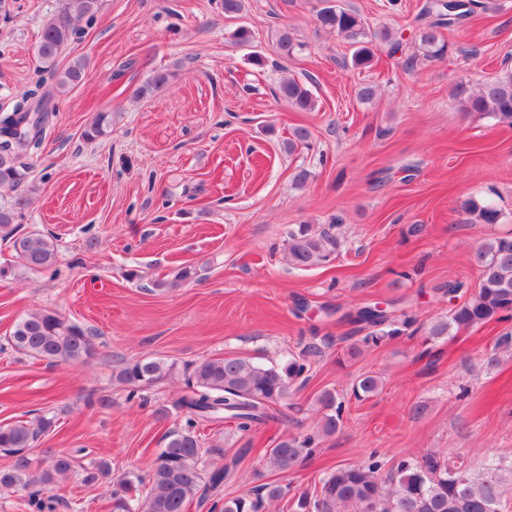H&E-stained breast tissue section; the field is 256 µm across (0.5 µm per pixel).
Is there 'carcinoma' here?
Returning a JSON list of instances; mask_svg holds the SVG:
<instances>
[{"label": "carcinoma", "instance_id": "cac0c4a2", "mask_svg": "<svg viewBox=\"0 0 512 512\" xmlns=\"http://www.w3.org/2000/svg\"><path fill=\"white\" fill-rule=\"evenodd\" d=\"M220 4L227 17L241 18L247 11V0H220ZM101 8L102 0H58V7L44 20L33 47L37 66L26 89L11 109L0 111V190L12 192L11 199L0 204V238L12 241L13 248V262L0 266V277L18 270L56 271V237L39 231L18 233L32 192L30 166L22 158L41 152L59 100L87 80L84 60L61 68L58 57L68 43L81 37L84 27L96 20ZM480 10H488L485 0H425L414 19L423 59L445 58L449 44L442 30H454ZM316 21L320 28L336 32L355 46L351 65L356 69L370 66L377 46L388 47L392 56L403 53V41L392 30L381 27L370 32L358 12L340 9L331 0H324ZM169 81L168 72L157 71L135 87L132 95L154 97L166 89ZM277 93L300 112L316 108L311 89L302 81L285 79ZM455 97L463 114L512 127L511 68L474 90L459 85ZM111 132L112 113L103 111L85 127L83 138L92 143ZM460 209L481 224H497L502 218L501 210L493 203L473 198L462 201ZM335 249L336 238L328 231L315 233L310 225L299 224L288 232V259L297 267L326 262ZM470 262L479 271L478 288L447 315L421 325L426 342L512 319V236L486 239L473 249ZM196 276V268L185 266L173 280L157 282L155 287H176ZM356 322L364 324L367 333L346 347L347 360H356L364 350L403 335L416 319L405 316L398 322L375 305L358 308ZM93 338L92 328L53 310L40 309L17 320L8 344L19 353L55 364L89 356ZM499 348L512 351L511 331L497 338L494 352L486 355L487 365L499 362ZM321 354V346L311 343L279 362L222 356L186 366V387L172 403L182 417V426L165 435L164 448L146 476L129 472L120 479L121 492L112 494V512H187L193 503H205L202 487L218 492L228 470L217 468L207 476L199 468L198 425L227 420L235 432L245 435L258 426L281 423L283 414L278 406L288 400L297 381L308 379L311 359ZM173 369L158 358L145 357L125 363L117 378L134 396L171 375ZM382 387L379 375L366 372L354 379L351 392L361 400L377 394ZM316 406L320 417L315 429L281 437L265 450L270 469L279 473L293 470L312 459L321 442L340 430L344 400L325 390L316 397ZM53 425L54 418L44 415L0 425V453L11 459L9 467L0 469V490H30V512H56L59 501L50 493L51 487L74 470V459L68 454H53L44 466L30 457V450ZM110 476L109 464L97 461L83 468L82 481L94 484ZM505 484L503 463L495 459L475 475L463 458L452 459L436 451L390 461L372 451L355 464L324 472L311 491L294 492L290 483L274 479L240 495L214 499L209 512H270L271 506L283 501L288 512H504Z\"/></svg>", "mask_w": 512, "mask_h": 512}]
</instances>
